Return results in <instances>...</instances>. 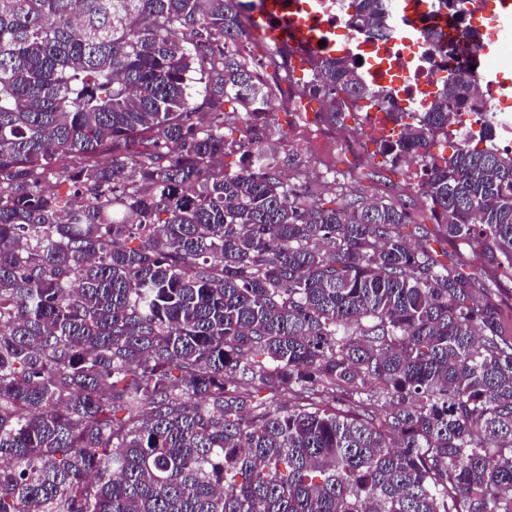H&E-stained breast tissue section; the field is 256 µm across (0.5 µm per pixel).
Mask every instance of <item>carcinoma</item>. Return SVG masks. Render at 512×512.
I'll return each instance as SVG.
<instances>
[{
	"label": "carcinoma",
	"mask_w": 512,
	"mask_h": 512,
	"mask_svg": "<svg viewBox=\"0 0 512 512\" xmlns=\"http://www.w3.org/2000/svg\"><path fill=\"white\" fill-rule=\"evenodd\" d=\"M247 39L239 0H0V512H512L496 307L407 202L327 201L268 147ZM313 72L333 124L375 97L349 56ZM452 73L382 152L512 279V153H432Z\"/></svg>",
	"instance_id": "cac0c4a2"
}]
</instances>
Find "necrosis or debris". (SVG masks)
Returning a JSON list of instances; mask_svg holds the SVG:
<instances>
[{
  "instance_id": "necrosis-or-debris-1",
  "label": "necrosis or debris",
  "mask_w": 512,
  "mask_h": 512,
  "mask_svg": "<svg viewBox=\"0 0 512 512\" xmlns=\"http://www.w3.org/2000/svg\"><path fill=\"white\" fill-rule=\"evenodd\" d=\"M280 15L269 18L276 29L275 48L289 58L351 55L360 58L366 80L380 98L363 103L352 118L351 134L337 137L336 145L354 158H365L371 144L383 134L394 112L422 111L432 98L445 68H474L478 80L471 102L485 113L495 129L491 148L512 152V76L502 69L487 71L483 57L491 45L512 38V31L493 24L487 14L488 0L467 6L465 23L449 17L439 21L448 47H433L422 37L433 0L410 6L408 0H388L394 36L373 42L348 22L347 0H282Z\"/></svg>"
}]
</instances>
